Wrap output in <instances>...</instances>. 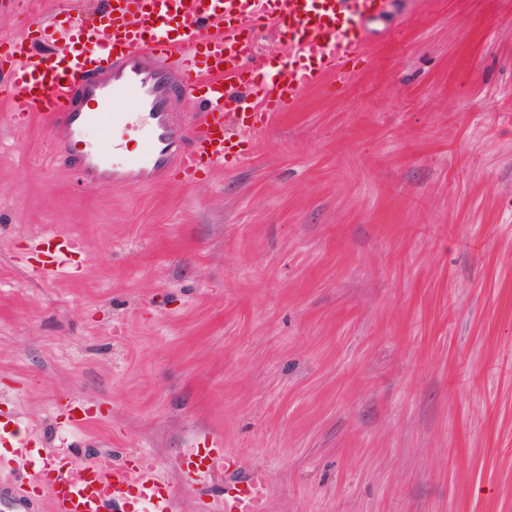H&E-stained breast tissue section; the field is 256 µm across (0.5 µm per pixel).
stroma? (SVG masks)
<instances>
[{"instance_id": "35a3bbf8", "label": "stroma", "mask_w": 512, "mask_h": 512, "mask_svg": "<svg viewBox=\"0 0 512 512\" xmlns=\"http://www.w3.org/2000/svg\"><path fill=\"white\" fill-rule=\"evenodd\" d=\"M88 3L0 0V39ZM371 27L347 87L189 184L84 186L0 104V414L40 443L0 448V484L141 452L181 512L228 474L265 477V512H512V0ZM51 232L83 248L44 282Z\"/></svg>"}]
</instances>
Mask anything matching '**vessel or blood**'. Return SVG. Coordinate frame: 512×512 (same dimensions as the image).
<instances>
[{
    "mask_svg": "<svg viewBox=\"0 0 512 512\" xmlns=\"http://www.w3.org/2000/svg\"><path fill=\"white\" fill-rule=\"evenodd\" d=\"M391 0H104L77 15L69 28L81 48L73 54L36 51L27 35L5 40L0 52V101L16 128L41 125L81 183L114 187L197 179L242 162L257 136L293 111L310 88L348 85L366 58L369 25ZM271 32L286 47L275 68L253 46ZM262 73L255 91L230 96L226 83ZM201 92L204 111L180 119L176 96ZM131 101L134 111L117 106ZM108 121L112 137L89 138ZM137 154L118 158L126 139ZM45 258L35 269L54 277L67 255L54 235L42 238ZM32 455L33 442L0 422V446ZM265 484L228 485L220 512H261ZM50 512H127L139 500L149 512H179V500L156 466H115L104 457L77 476L60 472L41 484Z\"/></svg>",
    "mask_w": 512,
    "mask_h": 512,
    "instance_id": "1",
    "label": "vessel or blood"
}]
</instances>
